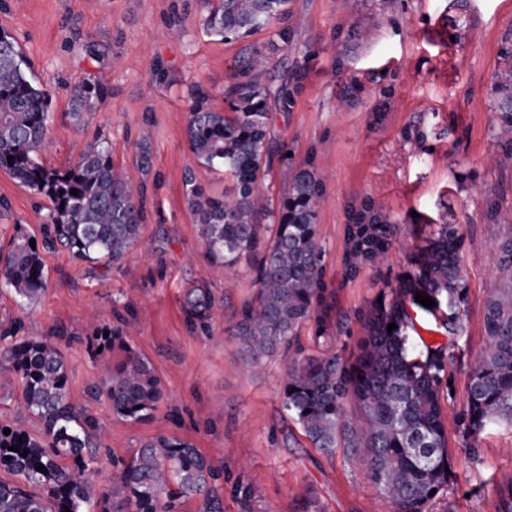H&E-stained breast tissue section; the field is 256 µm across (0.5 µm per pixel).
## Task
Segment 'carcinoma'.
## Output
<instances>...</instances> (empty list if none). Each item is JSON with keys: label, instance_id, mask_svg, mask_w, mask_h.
I'll use <instances>...</instances> for the list:
<instances>
[{"label": "carcinoma", "instance_id": "cac0c4a2", "mask_svg": "<svg viewBox=\"0 0 512 512\" xmlns=\"http://www.w3.org/2000/svg\"><path fill=\"white\" fill-rule=\"evenodd\" d=\"M206 2V29L222 42L282 19L288 4ZM502 55L494 119L503 155L511 158L512 45ZM261 64L256 53L241 68L224 91L225 111L197 91L187 126L196 162L233 181L224 194L208 195L190 176L186 198L212 265L233 270L242 259H253L257 293L236 325L253 364L292 346L318 312L325 292L316 213L321 180L299 170L276 209L263 202L269 111L267 91L255 75ZM108 94L97 79L75 85L71 118L81 121ZM50 106L49 93L28 75L15 40L0 33V169L50 201L49 222L41 227L44 243H58L80 260L117 262L139 243L144 221L133 176L114 164L110 146L100 139L87 143L68 166L41 163ZM149 142V132H142L137 146L143 174L150 168ZM263 215L272 223L261 224ZM32 239L23 225H16L0 262V286L13 289L28 304L39 299L47 280ZM463 244L461 236L445 230L413 256L414 271L401 288L373 304L355 359L321 353L288 367L284 404L304 436L328 455L342 448L366 462L374 489L394 505V512H428L429 504L453 483V473L445 471L451 461L442 416L443 402L450 397L448 355L432 345L414 353L406 299L415 305L417 293L432 297L435 308L448 307V332L462 333ZM495 258L499 275L484 304L485 343L474 360L460 417L463 435L474 440L491 426L512 428V225ZM213 306L211 294L200 288L183 301L190 321L206 319ZM390 323L397 328L388 330ZM89 351L101 367L100 380L91 387L94 401H105L113 414L132 421L158 408L160 380L120 328L96 326ZM0 371L15 376L25 410L41 423L35 434L21 420L0 417V474L7 475L0 477V512H180L191 499L197 500L198 512H224V496L210 463L191 443L175 438L158 436L143 443L110 482L94 484L104 467L96 421L87 408L72 402L65 356L50 337L26 336L1 349ZM348 401L356 407L351 418L345 412ZM6 429L10 434H4ZM40 464L45 470H36ZM497 494L498 512H512V480L498 483Z\"/></svg>", "mask_w": 512, "mask_h": 512}]
</instances>
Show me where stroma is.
I'll return each mask as SVG.
<instances>
[{
    "label": "stroma",
    "instance_id": "stroma-1",
    "mask_svg": "<svg viewBox=\"0 0 512 512\" xmlns=\"http://www.w3.org/2000/svg\"><path fill=\"white\" fill-rule=\"evenodd\" d=\"M286 9L283 21L224 43L206 30L204 0H0V32L16 41L33 81L51 95L42 163L64 166L102 138L116 165L136 169L145 128L152 152L141 178L140 243L115 264L41 249L45 289L29 306L0 288V333L21 324L60 347L73 371L72 400L90 407L113 464L166 436L191 442L211 462L224 512H243L247 489L252 512H297L308 501L315 512H394L365 465L313 448L289 418L290 354L246 361L234 326L256 293L253 273L245 262L210 272L187 205L186 170L206 191L225 187L190 151L192 95L203 90L223 108L240 64L261 52L267 203L277 206L297 170L323 183L316 211L326 301L301 330L299 349L356 356L374 302L399 288L413 255L443 228L463 236L464 332L451 335L435 316L418 315L420 328L433 330L437 345L454 355L443 418L455 479L429 512H497L495 484L512 477V431L491 428L473 443L459 416L484 345L495 244L512 224V160L493 119L501 49L512 43V0H288ZM90 42L100 61L87 56ZM92 76L109 94L74 124L70 90ZM284 86L294 92L286 108L277 100ZM1 199L0 243L16 225L36 232L48 219V200L2 170ZM363 211L382 227L385 249L374 257L350 252L349 227ZM192 288L210 289L215 300L210 317L195 323L182 309ZM99 323L122 329L160 378L163 398L150 416L129 421L93 402L100 370L86 346ZM419 330L410 333L418 347Z\"/></svg>",
    "mask_w": 512,
    "mask_h": 512
}]
</instances>
